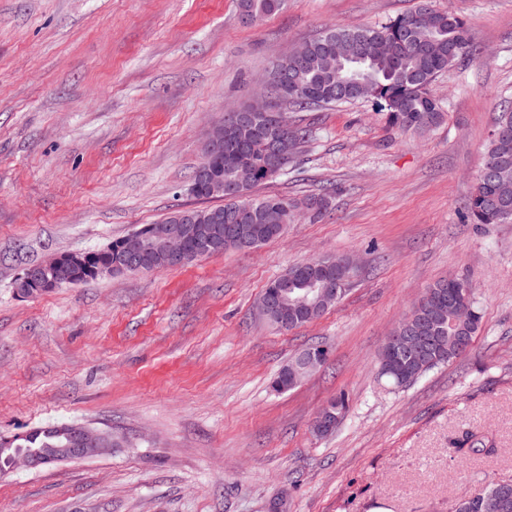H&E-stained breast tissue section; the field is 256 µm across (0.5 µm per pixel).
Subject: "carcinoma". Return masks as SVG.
Wrapping results in <instances>:
<instances>
[{
  "mask_svg": "<svg viewBox=\"0 0 512 512\" xmlns=\"http://www.w3.org/2000/svg\"><path fill=\"white\" fill-rule=\"evenodd\" d=\"M285 0H237L239 15L245 23H256L278 13ZM343 35L354 44L350 60H342L332 68L322 64L337 36ZM471 38L467 22L458 15L433 10L425 5L401 15L385 24L362 28L333 27L317 38L299 46L297 55H288L300 60V84L295 99L283 102L298 110L315 105L333 106L361 99L360 93L349 87L347 75L357 72L371 83L370 98L386 112L390 123L401 130H424L442 120L440 103L428 91L436 75L450 67L455 61L471 52ZM309 130L291 126L275 120V113H268L266 121L246 132L233 133L224 141V186L236 185L240 194L229 192L198 195L203 200L215 199L218 205L191 208V211L211 213L212 235L209 238L191 240V252L198 250L218 254L228 249H256L280 237L278 233L260 229L262 213L272 207L284 211L285 223L293 222L295 214L301 211L316 216L327 209L328 201L323 196H310L300 201H288L278 196L258 198L252 191L277 177L263 169L267 144L280 140L295 154L306 142ZM468 217L473 224H498L512 221V111H502L496 122L485 155L484 164L476 177L474 191L470 195ZM315 264L292 269L300 270L294 278L293 290L288 297L304 293L309 282L324 279L336 284V279L354 276V270L345 268L328 272ZM438 289L439 299H448V292L456 295V303L443 304L440 315L415 303L412 310L421 314L425 336L448 335V320L457 324L460 332L475 337L481 326V314L475 305L472 288H463L448 283L444 278L432 284ZM327 311L323 306L311 309H294L285 306L275 315L270 324L280 330H289L314 321ZM456 356L448 354V346H430L429 353L418 359L409 354L404 358L400 372H382L380 376L394 388L406 387L426 372L453 362ZM298 358L291 359L271 382L273 391L280 387L291 389L292 365ZM61 437L54 431V425L34 428L22 434L15 447L23 450L58 448ZM461 512H512V483L508 484V508L497 511L477 496L466 502Z\"/></svg>",
  "mask_w": 512,
  "mask_h": 512,
  "instance_id": "obj_1",
  "label": "carcinoma"
}]
</instances>
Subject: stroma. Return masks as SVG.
<instances>
[{"label": "stroma", "instance_id": "obj_1", "mask_svg": "<svg viewBox=\"0 0 512 512\" xmlns=\"http://www.w3.org/2000/svg\"><path fill=\"white\" fill-rule=\"evenodd\" d=\"M466 20L472 55L430 85L443 118L403 131L371 101L288 114L310 138L259 196L327 195L250 251L19 297L16 279L176 210L208 130L272 63L336 26L420 5ZM512 109V0H288L243 24L236 0H0V435L80 423L123 436L93 458L0 475V512H454L512 482V223L466 204L498 112ZM355 255L342 299L281 331L255 302L294 264ZM455 276L482 322L414 385L378 353L426 288ZM327 363L287 392L298 351ZM335 434L312 431L338 394ZM491 452H461L464 432ZM298 353L293 359H291L288 364H286L276 375V377L271 382V388L273 391H278V389L282 386L289 390L293 387V384L290 383L291 378L293 377V381L298 383L303 377L309 374L315 366L321 361V356L319 354H307L302 357V369L301 371H294L293 376L291 372L292 365L298 361L303 352L299 355ZM285 390V391H286Z\"/></svg>", "mask_w": 512, "mask_h": 512}]
</instances>
